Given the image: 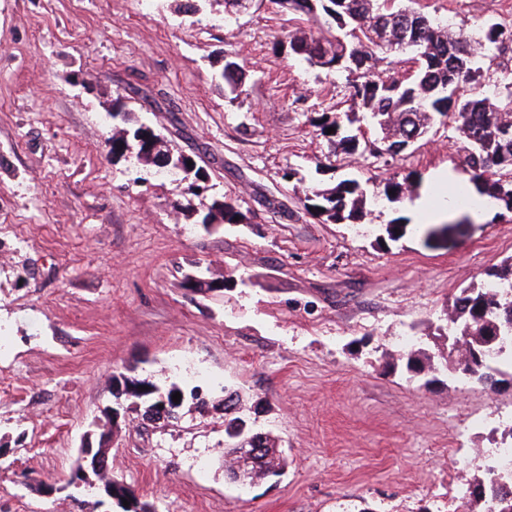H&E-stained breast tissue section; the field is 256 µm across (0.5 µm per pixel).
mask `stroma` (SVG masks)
I'll return each instance as SVG.
<instances>
[{
  "instance_id": "1",
  "label": "stroma",
  "mask_w": 512,
  "mask_h": 512,
  "mask_svg": "<svg viewBox=\"0 0 512 512\" xmlns=\"http://www.w3.org/2000/svg\"><path fill=\"white\" fill-rule=\"evenodd\" d=\"M419 7L470 35L487 18L512 24L501 0ZM301 24L271 0L229 24L224 0L191 16L172 0H0V512H111L96 490L109 473L157 512H483L463 462L512 436V375L428 383L406 373L395 338L447 356V308L512 258V212L491 207L440 241L410 202L355 224L308 213L311 189L345 179L423 187L449 170L464 187L470 175L439 124L396 157L337 159L318 125L348 110L357 75L275 50ZM229 54L247 70L234 93L219 77ZM119 96L126 128L191 156L247 223L206 230L175 206L186 185L114 158ZM395 220L405 235L383 238ZM120 373L200 388L207 404L170 422L129 413L106 474L72 483ZM228 389L280 438L281 475L225 476ZM477 415L484 428L468 431Z\"/></svg>"
}]
</instances>
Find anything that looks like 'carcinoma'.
Masks as SVG:
<instances>
[{"instance_id":"obj_1","label":"carcinoma","mask_w":512,"mask_h":512,"mask_svg":"<svg viewBox=\"0 0 512 512\" xmlns=\"http://www.w3.org/2000/svg\"><path fill=\"white\" fill-rule=\"evenodd\" d=\"M279 7L312 20L318 34L292 35L293 55L315 68L360 71L351 85L353 112L337 113L336 119L319 125L320 135L345 155L358 154L376 160L397 156L432 127L435 116L454 123L456 140L474 173L478 202L503 204L512 210V68H503L499 81L480 82V58L494 60L512 46V28L493 19L479 25L478 37L456 31L443 16H428L397 0H275ZM391 37L401 45L400 53L411 49L414 56L406 82L375 80L379 64L393 56L381 41ZM246 69L234 57H227L221 78L234 93L242 84ZM368 116L383 137L365 136L358 111ZM335 131L329 133L327 129ZM404 202L412 199L408 183L388 181L382 189L367 192L354 180H344L331 189L311 190L304 207L323 222L350 224L359 220L368 198ZM238 200L224 194L212 199L202 224L245 223ZM512 284V262L484 272L478 285L462 289L452 305L447 330L452 343H461L466 353L457 358V368L468 379L486 380L492 368L489 358L502 354L503 338L512 336V297L503 285ZM410 372L421 374L437 366L421 351L408 353ZM252 424L241 411L238 395L224 397V447L235 454V469L247 468L248 482L258 476L278 475L284 458L276 439L264 434L259 442L263 453L252 463H241L237 455L238 434H251ZM476 499H492L498 512H512V485L495 480L475 484Z\"/></svg>"}]
</instances>
